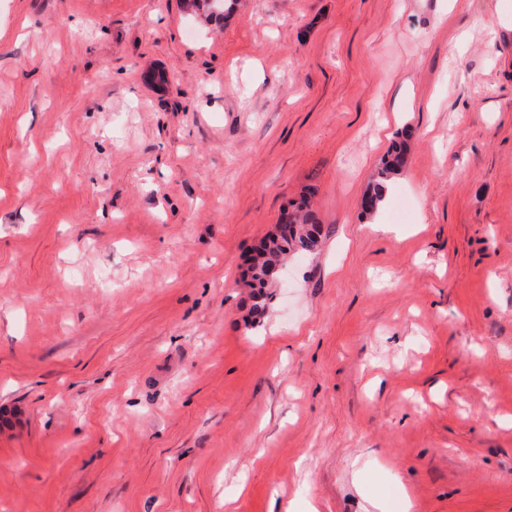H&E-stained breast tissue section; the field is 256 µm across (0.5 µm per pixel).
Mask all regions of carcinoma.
Segmentation results:
<instances>
[{
    "instance_id": "carcinoma-1",
    "label": "carcinoma",
    "mask_w": 512,
    "mask_h": 512,
    "mask_svg": "<svg viewBox=\"0 0 512 512\" xmlns=\"http://www.w3.org/2000/svg\"><path fill=\"white\" fill-rule=\"evenodd\" d=\"M236 0H192L191 7L209 17L222 18L224 13L234 9ZM404 153L396 147L382 162L370 183L364 199L366 214L374 213L382 202L383 191L401 172ZM280 223L286 226V232L280 236L261 241L262 250L254 258L253 265L247 270L250 286L254 288L253 312L260 314L266 310L267 300L272 298L273 283L266 278L267 266L284 261L290 255L299 252H312L321 242L322 225L318 223L314 211L310 209L309 198L304 197L292 210L284 213Z\"/></svg>"
}]
</instances>
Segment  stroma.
Instances as JSON below:
<instances>
[{
    "label": "stroma",
    "instance_id": "stroma-1",
    "mask_svg": "<svg viewBox=\"0 0 512 512\" xmlns=\"http://www.w3.org/2000/svg\"><path fill=\"white\" fill-rule=\"evenodd\" d=\"M404 492L512 512V0H0V512ZM189 6L197 11H202L206 17L223 18L224 12H231L234 9L236 0H190ZM207 13V14H206ZM404 153L401 146L395 147L382 162V166L377 170L372 182L370 183L364 199L363 209L366 214L374 213L382 202L383 191L387 185L401 172L403 168ZM275 230L280 232L282 224L286 232L270 238V243L261 241L262 250L254 258L247 270L250 286L254 288L253 312L260 314L266 310L267 300L273 295V282L266 278L267 266L284 261L299 252H312L321 242L322 225L318 223L314 211L310 209L309 198L303 197L292 210L284 213Z\"/></svg>",
    "mask_w": 512,
    "mask_h": 512
}]
</instances>
